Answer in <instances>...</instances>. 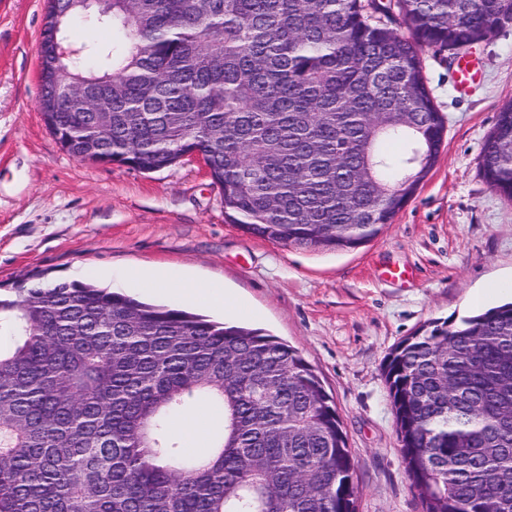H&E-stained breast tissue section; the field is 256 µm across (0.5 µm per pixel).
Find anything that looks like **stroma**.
I'll use <instances>...</instances> for the list:
<instances>
[{
    "instance_id": "stroma-1",
    "label": "stroma",
    "mask_w": 512,
    "mask_h": 512,
    "mask_svg": "<svg viewBox=\"0 0 512 512\" xmlns=\"http://www.w3.org/2000/svg\"><path fill=\"white\" fill-rule=\"evenodd\" d=\"M47 0H0V286L50 270L118 283L133 268H169L223 283L245 308L232 320L298 350L335 403L356 464L358 512H422L410 486L383 365L436 320L512 300V200L488 186L481 147L512 103V25L472 49L482 71L466 96L453 69L423 49L441 153L414 196L371 241L306 250L255 237L193 156L141 172L63 152L38 110V48ZM390 267L410 278L385 277Z\"/></svg>"
}]
</instances>
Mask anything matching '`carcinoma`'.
Listing matches in <instances>:
<instances>
[{
  "instance_id": "obj_1",
  "label": "carcinoma",
  "mask_w": 512,
  "mask_h": 512,
  "mask_svg": "<svg viewBox=\"0 0 512 512\" xmlns=\"http://www.w3.org/2000/svg\"><path fill=\"white\" fill-rule=\"evenodd\" d=\"M47 2L62 38L76 18L112 32L41 85L64 152L84 160L99 126L68 87L110 86L97 161L149 173L196 149L234 223L311 250L372 240L435 164L422 49L452 63L512 24V0ZM480 158L512 200V104ZM1 333L0 512H357L336 404L279 338L45 271L0 293ZM383 372L422 512H512V302L430 322ZM199 403L223 422L187 459L175 426Z\"/></svg>"
}]
</instances>
